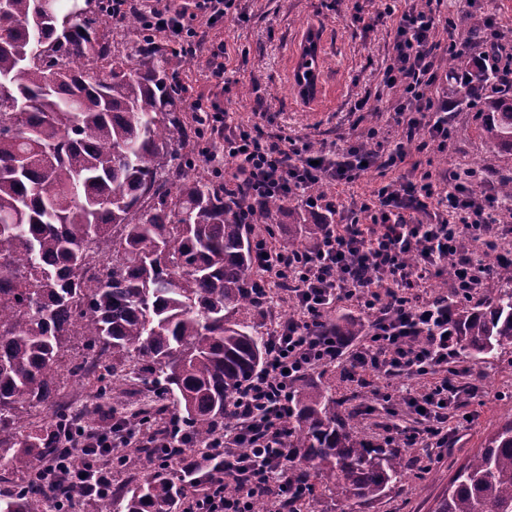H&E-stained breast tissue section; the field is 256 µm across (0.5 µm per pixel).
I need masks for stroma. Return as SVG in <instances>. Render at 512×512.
<instances>
[{
  "instance_id": "35a3bbf8",
  "label": "stroma",
  "mask_w": 512,
  "mask_h": 512,
  "mask_svg": "<svg viewBox=\"0 0 512 512\" xmlns=\"http://www.w3.org/2000/svg\"><path fill=\"white\" fill-rule=\"evenodd\" d=\"M249 12L248 22L228 19L220 29L227 47L226 65L234 77L220 101L232 121L248 120L260 96L276 123L291 135H306L317 143H340L366 137L375 128L385 144L399 142L400 130L393 120L397 99L382 82L391 44L389 26L380 23L367 28L351 23L344 19L336 0H249ZM313 28L320 34V93L306 101L295 86L294 70L299 48ZM432 93L447 96L450 103L448 124L454 134L445 148L433 145L411 153L397 171L382 173L371 168L351 185H325L327 196L336 204L334 223L351 218L369 223V216L359 214L357 202L380 184L408 173L415 162L429 164L434 178L444 180L479 158L487 170L512 174V155L498 152L477 136L472 114L459 104L456 93L448 92L441 81L433 85ZM363 98L368 110H355V103ZM471 365V380L481 391L468 406L471 421L450 434L436 459H426L418 448L404 449L409 464L405 480L391 484L382 496L361 502L357 512H433L457 470L482 448L497 426L512 421V353L475 359ZM95 391L93 378L67 381L50 405L23 415L22 423L28 428L59 409H76Z\"/></svg>"
}]
</instances>
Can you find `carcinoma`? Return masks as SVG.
<instances>
[{"mask_svg":"<svg viewBox=\"0 0 512 512\" xmlns=\"http://www.w3.org/2000/svg\"><path fill=\"white\" fill-rule=\"evenodd\" d=\"M59 21L73 0H55V16L37 18V0L0 4V469L28 479L0 496V512H45L67 502L61 485L32 476L41 457L60 456L57 439L74 422L54 414L16 440L24 408L48 405L62 379L61 352L71 336L112 361L103 364L98 396L125 405L124 385L137 381L163 406L124 414L137 425L166 412L203 445L224 427L240 388L264 365L267 333L247 320L255 272L250 224L272 223L285 209L273 199L245 220L224 183L196 171L205 115H187L184 84L164 43L141 25L111 19L110 0ZM39 19V33L31 22ZM472 13L461 33L479 34ZM466 106L479 98L476 131L512 154V89L497 72L445 61ZM497 221L512 224V176L498 178ZM294 219L288 249L319 238L328 224L314 213ZM94 246L107 261L86 265ZM497 268L499 287L484 301L454 306L456 345L464 358L512 347V265ZM319 329L360 336L353 318ZM332 390L303 386L291 400L288 448L304 512L317 491L345 501L381 496L402 479L397 440L374 442L353 430L356 410H338ZM434 512H512V421L497 427L452 479ZM181 487L159 471L105 498L101 512H176Z\"/></svg>","mask_w":512,"mask_h":512,"instance_id":"obj_1","label":"carcinoma"}]
</instances>
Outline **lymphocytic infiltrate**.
I'll use <instances>...</instances> for the list:
<instances>
[{
  "label": "lymphocytic infiltrate",
  "mask_w": 512,
  "mask_h": 512,
  "mask_svg": "<svg viewBox=\"0 0 512 512\" xmlns=\"http://www.w3.org/2000/svg\"><path fill=\"white\" fill-rule=\"evenodd\" d=\"M376 14L364 17L360 0H351L353 23L392 22L391 45L383 82L400 93L395 115L403 139L393 148L366 152L360 143L325 144L313 148L308 137L291 136L272 126L263 97H256L252 123L229 124L219 100L206 105V131L222 140L221 150L204 146L203 158L224 185L240 199L245 214H255L273 197L295 200L316 211L336 205L317 191L324 184L355 182L365 168L385 170L404 163L407 146L426 150L447 145L448 100L429 95L439 60L433 52L435 17L432 8L380 0ZM153 28L177 45L178 55L194 59L200 35L225 18L245 19L242 0H196L193 8L173 0H152L142 10ZM483 58L497 62L501 84L512 87V37L491 21ZM435 207L432 223L418 215ZM367 224H336L311 247L291 252L270 238L256 248L262 275L252 288L265 302L270 286L282 288L295 309L280 320L267 341V365L232 402V416L208 443L195 451L192 436L167 424L175 447L158 458L160 466H176L190 487L183 494L182 512H252L263 501L266 512H285L299 496L288 455V411L294 384L316 370L346 360L350 381L378 383L380 398L390 414L399 409L417 415L420 427H397L408 448H441L449 426H463L466 414L449 419L448 408L467 386L471 368L457 354L448 300L423 299L416 290L440 277L442 263L455 258L453 285L463 296L484 288L488 269L464 248L465 239L491 242L512 232L496 223L498 196L485 178L471 170L452 180L433 181L430 172L409 175L375 189L360 201ZM353 299L376 318L368 336L353 345L315 330L336 302ZM142 427L109 429L81 425L65 430L66 455L46 460L37 476L52 484L66 482L73 493L68 506L111 494L118 455L140 447Z\"/></svg>",
  "instance_id": "lymphocytic-infiltrate-1"
}]
</instances>
